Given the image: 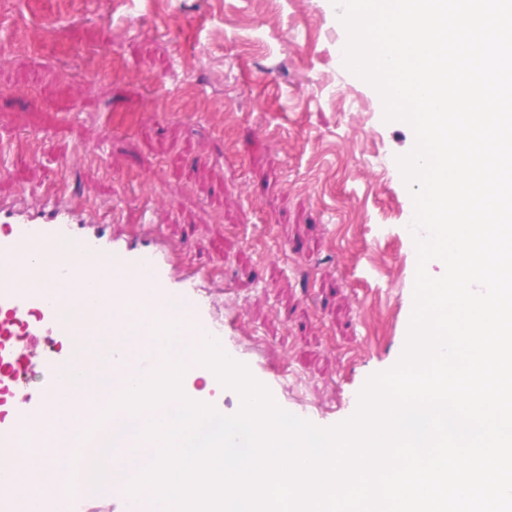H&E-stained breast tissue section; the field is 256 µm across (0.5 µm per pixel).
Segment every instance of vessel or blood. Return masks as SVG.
<instances>
[{"mask_svg":"<svg viewBox=\"0 0 512 512\" xmlns=\"http://www.w3.org/2000/svg\"><path fill=\"white\" fill-rule=\"evenodd\" d=\"M121 213L112 210L106 221H99L95 204L69 194L65 183H57L48 200L37 210L0 205V223L6 227L0 233V312L25 318V330L32 335L89 337L83 362H76L68 351L49 350L39 359L38 399L29 406L0 416V458L13 456L25 448L45 447L46 441L38 427L41 399L58 396L66 374L83 371L94 373L112 365L107 349L110 329L95 315L80 322L67 320L59 306L42 288L29 281L28 271L36 263L37 250L47 246L73 245L79 254L62 279L74 288H91L102 292L108 282L93 266V257L111 258L122 271L143 274L158 298L177 302L185 310L191 324L200 334L226 336L223 319L214 315L206 301L215 284L213 273L192 268L183 253L165 250L150 244H136L112 235L111 225L120 223ZM103 405H92L81 423L88 439L81 441L79 451L71 457L70 469L60 472L59 483L65 490L67 512L77 501L75 486L88 479L90 457L111 420L102 419ZM21 487L10 472H0V512H14Z\"/></svg>","mask_w":512,"mask_h":512,"instance_id":"b4317fda","label":"vessel or blood"}]
</instances>
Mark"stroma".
<instances>
[{"mask_svg": "<svg viewBox=\"0 0 512 512\" xmlns=\"http://www.w3.org/2000/svg\"><path fill=\"white\" fill-rule=\"evenodd\" d=\"M347 42L333 0H0V198L37 202L64 172L162 224L221 278L209 303L286 411L321 428L400 360L417 267L412 130Z\"/></svg>", "mask_w": 512, "mask_h": 512, "instance_id": "obj_1", "label": "stroma"}]
</instances>
